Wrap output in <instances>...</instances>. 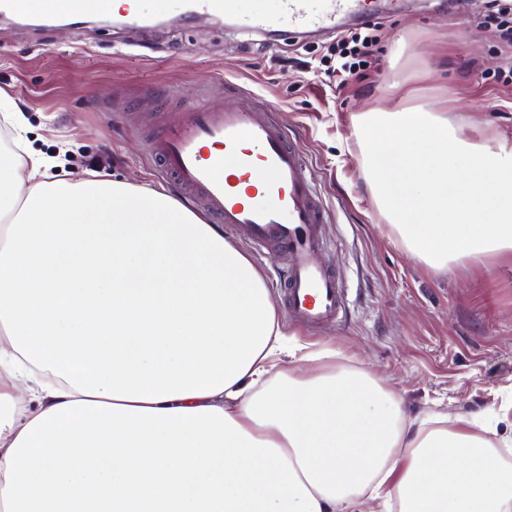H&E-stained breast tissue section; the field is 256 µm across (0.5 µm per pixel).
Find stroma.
<instances>
[{
  "instance_id": "1",
  "label": "stroma",
  "mask_w": 512,
  "mask_h": 512,
  "mask_svg": "<svg viewBox=\"0 0 512 512\" xmlns=\"http://www.w3.org/2000/svg\"><path fill=\"white\" fill-rule=\"evenodd\" d=\"M144 26L79 24L0 16V113L23 112L32 148L60 158L56 177L77 181L89 164L136 186L173 187L145 152V134L127 115L144 101L185 107L239 91L243 107L269 104L300 142L331 213L318 253L347 289L340 327L312 331L289 322L272 284L274 254L238 249L261 271L284 333L319 348L333 345L343 364L386 380L409 417L494 412L512 435V261L437 272L410 258L390 236L362 178L352 118L361 112L422 107L445 112L461 136L484 129L512 144V87L496 83L512 67L493 30L479 27L489 0L466 13L449 0H408L383 18L377 61L345 85L320 59V40L246 37L231 19H173L170 0H152Z\"/></svg>"
}]
</instances>
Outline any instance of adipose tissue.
<instances>
[{
	"instance_id": "ef3b65f1",
	"label": "adipose tissue",
	"mask_w": 512,
	"mask_h": 512,
	"mask_svg": "<svg viewBox=\"0 0 512 512\" xmlns=\"http://www.w3.org/2000/svg\"><path fill=\"white\" fill-rule=\"evenodd\" d=\"M353 130L411 257L512 254V146L421 107ZM17 147L0 154V512H512L495 424L407 426L386 381L286 342L217 226L157 189L55 178Z\"/></svg>"
}]
</instances>
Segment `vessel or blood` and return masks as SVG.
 <instances>
[{"instance_id":"b4317fda","label":"vessel or blood","mask_w":512,"mask_h":512,"mask_svg":"<svg viewBox=\"0 0 512 512\" xmlns=\"http://www.w3.org/2000/svg\"><path fill=\"white\" fill-rule=\"evenodd\" d=\"M104 9L105 0H45L42 13L80 18ZM175 9L186 23L226 14L247 33L288 38L339 31L347 21L378 15L375 0H272L268 9L246 8L244 0H176ZM146 151L182 199L281 256L290 320L308 328L343 322L342 280L313 258L324 246L326 204L303 151L272 108L244 109L228 95L218 107L169 113L150 129Z\"/></svg>"}]
</instances>
